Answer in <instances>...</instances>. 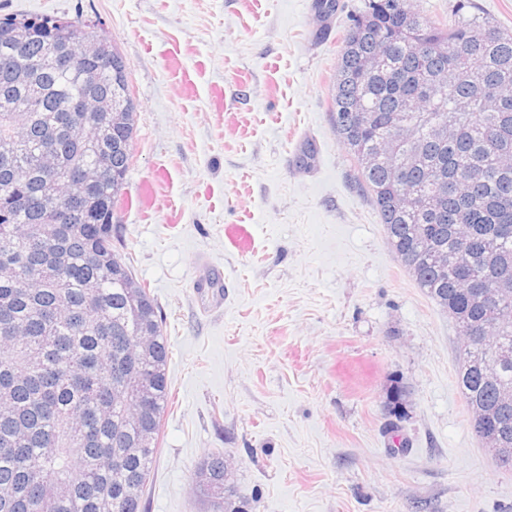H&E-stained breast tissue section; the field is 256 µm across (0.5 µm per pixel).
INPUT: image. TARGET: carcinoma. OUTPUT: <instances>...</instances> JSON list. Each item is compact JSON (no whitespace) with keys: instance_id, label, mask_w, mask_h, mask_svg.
Masks as SVG:
<instances>
[{"instance_id":"cac0c4a2","label":"carcinoma","mask_w":512,"mask_h":512,"mask_svg":"<svg viewBox=\"0 0 512 512\" xmlns=\"http://www.w3.org/2000/svg\"><path fill=\"white\" fill-rule=\"evenodd\" d=\"M402 0H364L345 30L331 97L338 140L356 156L389 243L418 286L454 320L495 339L485 352L461 346L457 383L489 443L512 440V33L460 3L444 24ZM74 41L72 65L47 64L58 32ZM110 46L87 57L80 43ZM120 55L93 21L0 16V512H146L162 420L169 403L168 347L154 299L114 247L134 105L119 113L70 112L72 99L112 96ZM383 66L368 68L371 58ZM501 95L495 111L485 100ZM465 99L469 108L456 109ZM409 101L405 113L398 111ZM447 133L436 137L430 127ZM420 149L401 177L403 152ZM106 167L79 189L63 186L54 162ZM445 184L454 190L433 199ZM194 480L205 504L248 512L224 454L203 458Z\"/></svg>"}]
</instances>
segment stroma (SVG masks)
Returning <instances> with one entry per match:
<instances>
[{"label": "stroma", "mask_w": 512, "mask_h": 512, "mask_svg": "<svg viewBox=\"0 0 512 512\" xmlns=\"http://www.w3.org/2000/svg\"><path fill=\"white\" fill-rule=\"evenodd\" d=\"M339 2L325 25L316 0H0V15L94 21L128 64L112 222L169 348L148 512H210L193 471L217 451L250 512H512V471L457 385L455 322L397 259L336 136L363 0ZM212 266L218 302L199 286Z\"/></svg>", "instance_id": "stroma-1"}]
</instances>
